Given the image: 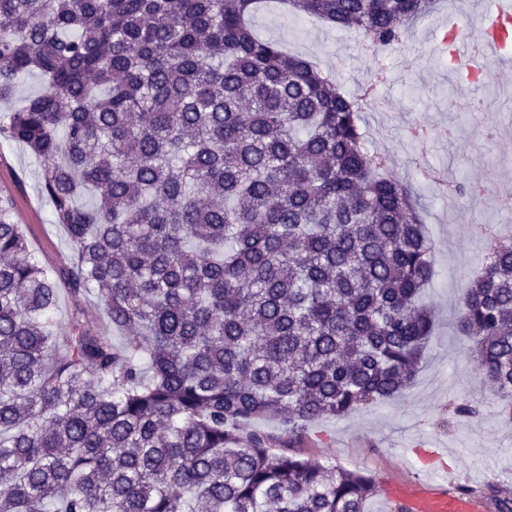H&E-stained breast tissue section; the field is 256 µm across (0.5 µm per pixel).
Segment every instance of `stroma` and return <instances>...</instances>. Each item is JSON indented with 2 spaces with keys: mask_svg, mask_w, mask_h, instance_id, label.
I'll list each match as a JSON object with an SVG mask.
<instances>
[{
  "mask_svg": "<svg viewBox=\"0 0 512 512\" xmlns=\"http://www.w3.org/2000/svg\"><path fill=\"white\" fill-rule=\"evenodd\" d=\"M256 32L293 55L333 72L347 90L364 85L378 65L389 69L382 89L386 111L368 110L363 127L373 148L390 157L400 180L417 196L434 242L435 277L426 299L435 315L433 336L420 371L402 397L359 409L340 419L306 425L296 448L304 456L344 469H361L376 480L436 479L449 488L489 483L512 488V413L477 377L476 363L456 321L463 277L476 274L498 211L497 190L512 179V87L490 76L480 94L481 110L464 120L457 108L467 90L445 57L433 50L437 27L473 26L469 8L449 13L437 4L406 33V49L381 55L361 46L356 33L336 30L277 5L261 10ZM495 125L493 143L484 129ZM444 180H486L475 205L448 200L422 175ZM40 164L17 142L0 138V198L13 202V220L25 228L37 259L56 269L68 255L64 228L52 221V205L40 188ZM479 403L476 417H453L450 400Z\"/></svg>",
  "mask_w": 512,
  "mask_h": 512,
  "instance_id": "1",
  "label": "stroma"
}]
</instances>
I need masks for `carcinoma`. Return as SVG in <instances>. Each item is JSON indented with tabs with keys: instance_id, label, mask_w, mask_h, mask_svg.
I'll use <instances>...</instances> for the list:
<instances>
[{
	"instance_id": "cac0c4a2",
	"label": "carcinoma",
	"mask_w": 512,
	"mask_h": 512,
	"mask_svg": "<svg viewBox=\"0 0 512 512\" xmlns=\"http://www.w3.org/2000/svg\"><path fill=\"white\" fill-rule=\"evenodd\" d=\"M260 0H0V137L41 164L91 293L0 199V512H365L379 485L285 441L409 389L433 241L363 106L258 37ZM402 49L434 0H284ZM91 193L93 206L79 203ZM479 379L512 397V240L461 283ZM273 418L280 435L242 425ZM496 512L512 490L486 487ZM41 85L42 82L36 75H29L22 78L11 95L0 99V113L11 112L18 109L24 99L28 95L38 91ZM75 304L84 307L93 316H97L103 320V315L99 314L96 309L93 295L88 294L81 297H72L65 290H61L59 307L56 311V321H64Z\"/></svg>"
}]
</instances>
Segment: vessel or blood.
<instances>
[{
	"label": "vessel or blood",
	"instance_id": "obj_1",
	"mask_svg": "<svg viewBox=\"0 0 512 512\" xmlns=\"http://www.w3.org/2000/svg\"><path fill=\"white\" fill-rule=\"evenodd\" d=\"M472 13L490 17V24L479 26L476 39H440L437 52L448 54L457 68L472 71L475 59L498 63L502 83H512V0H471ZM387 500L402 512H488L486 498L478 493L451 492L420 480H385Z\"/></svg>",
	"mask_w": 512,
	"mask_h": 512
}]
</instances>
